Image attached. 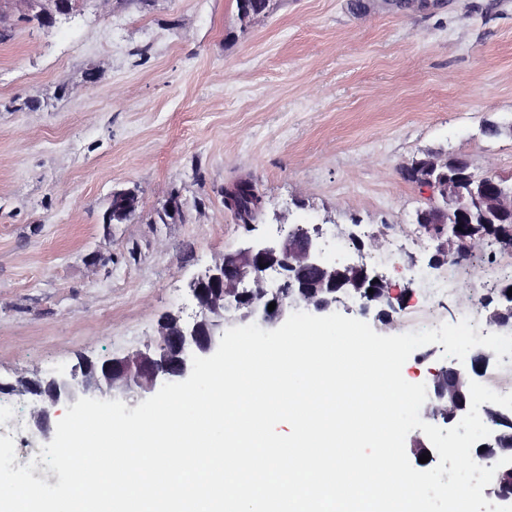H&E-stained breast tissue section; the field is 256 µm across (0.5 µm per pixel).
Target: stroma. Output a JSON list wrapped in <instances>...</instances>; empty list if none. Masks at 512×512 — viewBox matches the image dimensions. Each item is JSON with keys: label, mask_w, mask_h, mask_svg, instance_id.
Returning a JSON list of instances; mask_svg holds the SVG:
<instances>
[{"label": "stroma", "mask_w": 512, "mask_h": 512, "mask_svg": "<svg viewBox=\"0 0 512 512\" xmlns=\"http://www.w3.org/2000/svg\"><path fill=\"white\" fill-rule=\"evenodd\" d=\"M39 108L28 107L30 98ZM512 0H443L398 12L383 0H270L244 25L236 0H80L44 27L19 20L0 42V382L70 372L143 348L161 317L193 314L190 282L277 214L339 234L358 224L368 266L407 293L382 335L469 313L494 330L480 280L512 284V256L472 249L471 278L431 267L437 240L416 222L426 188L413 156L442 151L512 178ZM253 182L265 217L224 207ZM137 188L131 221L106 225L113 189ZM178 197L181 217L157 213ZM401 252L417 280L392 260ZM11 410L15 467L44 445L28 394Z\"/></svg>", "instance_id": "1"}]
</instances>
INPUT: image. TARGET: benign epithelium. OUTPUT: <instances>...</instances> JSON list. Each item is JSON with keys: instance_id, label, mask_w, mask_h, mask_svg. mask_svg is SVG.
Masks as SVG:
<instances>
[{"instance_id": "benign-epithelium-1", "label": "benign epithelium", "mask_w": 512, "mask_h": 512, "mask_svg": "<svg viewBox=\"0 0 512 512\" xmlns=\"http://www.w3.org/2000/svg\"><path fill=\"white\" fill-rule=\"evenodd\" d=\"M23 4L25 18L43 26H51L59 16L70 15L76 3L72 0H0V33L9 31L10 16L15 6ZM460 161L465 175L480 180L481 202L485 210L496 215H512V184L488 171L472 170L470 161L448 153H427L414 158L404 169L419 167L435 169ZM469 201L461 194H450L446 203L430 194V203L419 221V229L431 236L448 234L446 247L431 261L436 267L456 257L469 242L474 225L465 221ZM462 230H457V227ZM355 245L357 260L329 262L320 242V228L287 223L280 216L276 238H253L236 252L225 254L192 281L190 290L197 311L185 318L169 314L159 323L157 335L146 346L124 357L107 358L101 362L82 361L69 374L55 375L44 380L18 379L22 391L38 398L40 405L32 412L34 424L48 439L53 430V418L60 408L74 405L80 398H121L130 404L156 392L166 383L187 379L192 369V357H209L219 346L224 325L231 320L275 329L290 313L303 309L311 314H327L348 299L364 300L361 311L375 310L376 315L392 320L396 305L404 300L403 292L393 288L386 275L368 267L362 260L365 243L356 225L344 231ZM383 288L379 303L365 301L364 288ZM276 303L268 311L270 303ZM489 323L498 330L512 333V301H497ZM492 356L476 351L469 365H451L448 375L433 378L427 386V405L424 417L438 419L439 412L448 414V425L454 426L470 408L469 383L486 374ZM485 418L492 419L489 437L475 448L476 455L489 465L503 457H512V448L501 447L499 423L512 425V410L486 403L482 406ZM483 495L499 506L512 505V464L499 467Z\"/></svg>"}]
</instances>
